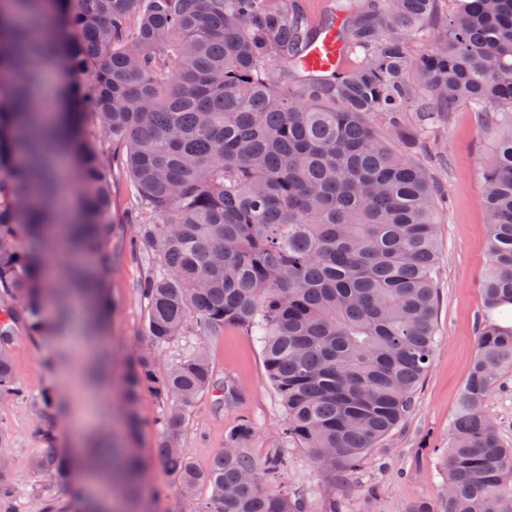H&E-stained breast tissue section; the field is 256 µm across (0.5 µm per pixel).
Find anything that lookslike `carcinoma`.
<instances>
[{
  "instance_id": "cac0c4a2",
  "label": "carcinoma",
  "mask_w": 512,
  "mask_h": 512,
  "mask_svg": "<svg viewBox=\"0 0 512 512\" xmlns=\"http://www.w3.org/2000/svg\"><path fill=\"white\" fill-rule=\"evenodd\" d=\"M369 0L351 9L340 72L303 70L319 35L294 0H0V291L22 307L0 318V394L18 395V321L40 333L43 228L67 186L50 175L54 146L79 168L72 222L85 254L112 235V170L130 178L133 223L153 249L141 290L147 347L126 377V421L151 392L164 407L157 458L189 512H341L346 481L416 406L435 347L439 186L397 148L419 136L400 122L464 107L495 149L480 157L488 269L477 354L439 460L437 503L409 512H512V447L485 402L512 368V0ZM423 44L414 51L413 45ZM45 60L86 75L77 111L38 112ZM296 73L280 86L274 67ZM387 121L381 130L377 121ZM261 343L285 413L274 447L255 460L248 420L198 468L178 440L199 395L220 389L205 350L162 366L159 351L191 323ZM321 465L331 494L315 505L285 491L288 449ZM36 468L64 479L55 455ZM211 487L200 502L196 489Z\"/></svg>"
}]
</instances>
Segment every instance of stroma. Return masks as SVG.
<instances>
[{
	"instance_id": "35a3bbf8",
	"label": "stroma",
	"mask_w": 512,
	"mask_h": 512,
	"mask_svg": "<svg viewBox=\"0 0 512 512\" xmlns=\"http://www.w3.org/2000/svg\"><path fill=\"white\" fill-rule=\"evenodd\" d=\"M436 137L427 158L430 174L442 184L445 202L440 212L442 247L434 277L439 292L436 348L419 388L415 411L375 448L354 475L342 496L343 512H409L418 500H436L441 484L438 449L448 445V427L460 391L476 353L482 312L481 284L488 265V243L482 208L484 186L476 159L491 148L476 113L458 110L436 121ZM135 203L130 188L112 198L115 225L105 248L111 256L102 277L111 302L105 327L86 323L82 314L68 316L51 336H37L19 328L15 348L16 377L23 396H0V455L10 460L0 471V485L14 489L17 512H38L52 501L73 512L76 501L94 496L88 480L76 476L64 482L34 468L38 457L64 454L76 435L99 436L102 425L112 428L113 439H127L123 410L125 375L137 349L148 344L145 302L139 283L151 268L153 251L139 241V227L122 223ZM206 347L218 381L234 384L240 401L219 404L207 393L189 410L180 444L199 466H207L223 449L227 434L242 420H250V454L264 458L275 443L284 412L263 367L257 337L240 331L213 336L192 329L162 350L171 363L197 347ZM54 394L52 408L35 413L43 390ZM497 420L500 436L512 445V370L504 372L486 400ZM139 432L133 446L147 465L145 488H121L118 512H183L175 481L156 463L162 433V405L143 393L137 408ZM53 424L54 441L40 430ZM291 462L283 487H304L313 499L326 494L320 465L301 448L290 451ZM161 490L152 500L147 486Z\"/></svg>"
}]
</instances>
